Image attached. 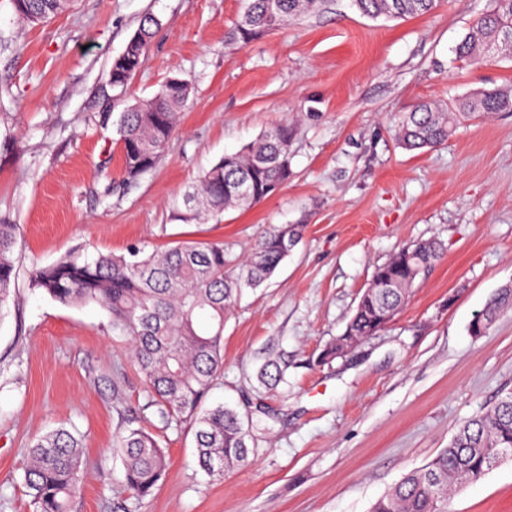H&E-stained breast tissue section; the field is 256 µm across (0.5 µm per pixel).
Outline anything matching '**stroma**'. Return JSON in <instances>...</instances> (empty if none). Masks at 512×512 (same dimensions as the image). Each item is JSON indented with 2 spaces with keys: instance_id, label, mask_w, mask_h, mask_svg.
Returning <instances> with one entry per match:
<instances>
[{
  "instance_id": "1",
  "label": "stroma",
  "mask_w": 512,
  "mask_h": 512,
  "mask_svg": "<svg viewBox=\"0 0 512 512\" xmlns=\"http://www.w3.org/2000/svg\"><path fill=\"white\" fill-rule=\"evenodd\" d=\"M244 0H74L36 27L0 0V219L18 227L15 286L0 307V512H33L23 485L33 438L82 435L84 484L71 512H116L124 476L112 447L119 408L144 392L128 343L96 304L34 290L33 270L69 252H144L221 240L248 255L271 226L306 232L271 280L224 323V378L208 403L258 421L246 467L199 468L189 429L161 431L168 466L137 512H369L457 428L512 389V311L485 336L468 326L512 284V112L463 122L446 145L402 148L393 122L422 101L512 86V58L464 63L454 49L488 0H441L406 20L363 16L351 0L244 44ZM159 26L125 94L111 66L144 15ZM171 77L193 89L165 155L124 179L114 118ZM292 175L251 208L203 224L171 204L227 154L281 123ZM434 239L440 260L383 331L322 364L375 268ZM285 365L276 389L255 375ZM121 376V393L112 379ZM512 512V460L449 503Z\"/></svg>"
}]
</instances>
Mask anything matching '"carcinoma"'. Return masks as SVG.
Masks as SVG:
<instances>
[{"label": "carcinoma", "mask_w": 512, "mask_h": 512, "mask_svg": "<svg viewBox=\"0 0 512 512\" xmlns=\"http://www.w3.org/2000/svg\"><path fill=\"white\" fill-rule=\"evenodd\" d=\"M362 14L393 19L431 14L440 0H351ZM456 48L458 58L512 57V0H489ZM71 0H19L16 14L31 26L65 12ZM315 0H246L236 38L250 43L261 33L313 7ZM156 21L146 16L125 51L112 62V86H128L143 65ZM192 93L183 81L162 86L151 98L120 113L117 132L123 171L135 179L163 157ZM479 112H512V87L480 90L450 104L422 103L399 116L394 135L409 150L427 151L448 141L462 120ZM292 139L283 124L243 150L224 156L174 203L172 218L202 224L229 208L254 206L291 176L282 144ZM306 225L272 226L253 252L230 264L222 241H182L145 254L88 256L71 252L37 268L34 289L63 305L95 303L112 319V330L127 337L145 389L144 402L120 413L112 447L119 449L128 500L140 504L153 493L167 467V454L149 429L147 414L165 429L187 426L194 434L198 465L211 478L248 463L253 422L224 405L204 407L208 394L224 377V318L246 288L269 280L303 237ZM17 225L0 221V307L11 293ZM441 245L425 241L402 248L378 266L344 333L321 354V362L342 356L352 342L383 330L404 305L409 287L440 258ZM512 310V285L498 289L485 308L482 326L469 324L470 335L483 336L493 319ZM259 383L272 387L283 379L276 361L258 372ZM24 484L34 512H69L84 477L77 433L57 428L29 448ZM512 458V391L489 410L467 420L426 465L409 471L371 506L370 512H448V501Z\"/></svg>", "instance_id": "1"}]
</instances>
